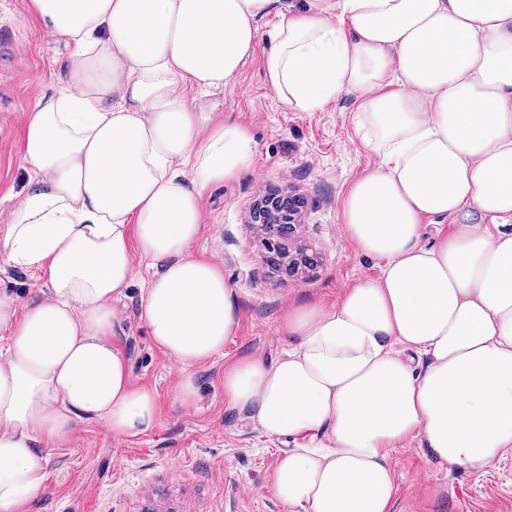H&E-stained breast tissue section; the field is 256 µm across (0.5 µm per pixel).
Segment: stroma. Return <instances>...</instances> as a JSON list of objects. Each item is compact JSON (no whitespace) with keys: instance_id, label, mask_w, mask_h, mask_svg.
I'll return each mask as SVG.
<instances>
[{"instance_id":"obj_1","label":"stroma","mask_w":512,"mask_h":512,"mask_svg":"<svg viewBox=\"0 0 512 512\" xmlns=\"http://www.w3.org/2000/svg\"><path fill=\"white\" fill-rule=\"evenodd\" d=\"M278 22L260 24L259 43L224 87L203 93L216 117L246 126L256 142L253 165L239 179L208 188L202 198L203 236L196 255L212 259L236 292L239 327L224 354L197 368L199 399L178 402V368L155 346L139 311L153 275L135 256L133 278L116 303L122 331L116 343L128 359L134 386L157 394L160 424L135 438L114 439L101 423L83 425L46 466L43 489L30 512H286L269 490L290 438L265 436L255 420L224 402V366L251 354L274 361L292 348L279 319L298 303L335 305L346 288L379 276L380 259L346 237L341 202L350 184L378 157L355 135L360 101L341 95L317 112H299L266 86L263 58ZM0 225L27 184L23 156L27 116L37 99L59 87L68 49L29 11V0H0ZM307 200L304 240L320 257L310 275L291 280L270 274L253 203L269 189ZM397 493L393 512H512V456L483 472L439 465L419 440L392 452Z\"/></svg>"}]
</instances>
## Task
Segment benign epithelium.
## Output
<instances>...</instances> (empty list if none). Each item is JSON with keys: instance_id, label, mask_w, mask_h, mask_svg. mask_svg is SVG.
<instances>
[{"instance_id": "7a95c632", "label": "benign epithelium", "mask_w": 512, "mask_h": 512, "mask_svg": "<svg viewBox=\"0 0 512 512\" xmlns=\"http://www.w3.org/2000/svg\"><path fill=\"white\" fill-rule=\"evenodd\" d=\"M296 194L284 198L270 194L264 204L252 212V223L260 227L263 245L270 264L292 278L316 269V254L303 244L302 209L297 206Z\"/></svg>"}]
</instances>
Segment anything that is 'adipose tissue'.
Returning a JSON list of instances; mask_svg holds the SVG:
<instances>
[{
    "mask_svg": "<svg viewBox=\"0 0 512 512\" xmlns=\"http://www.w3.org/2000/svg\"><path fill=\"white\" fill-rule=\"evenodd\" d=\"M70 52L63 88L24 129L31 177L0 252L36 273L0 293V512H24L80 425L113 438L159 424L113 340L133 256L156 272L140 316L195 405V370L237 332L217 263L191 251L206 188L247 172L249 130L198 106L238 73L258 23L280 21L265 82L314 112L360 96L357 134L380 158L342 200L347 238L384 260L333 307L291 306L275 363L224 370V402L284 451L270 491L287 512H392L391 452L419 439L481 470L512 454V0H30ZM450 230L430 246L423 221ZM423 354L415 368L408 352Z\"/></svg>",
    "mask_w": 512,
    "mask_h": 512,
    "instance_id": "obj_1",
    "label": "adipose tissue"
}]
</instances>
